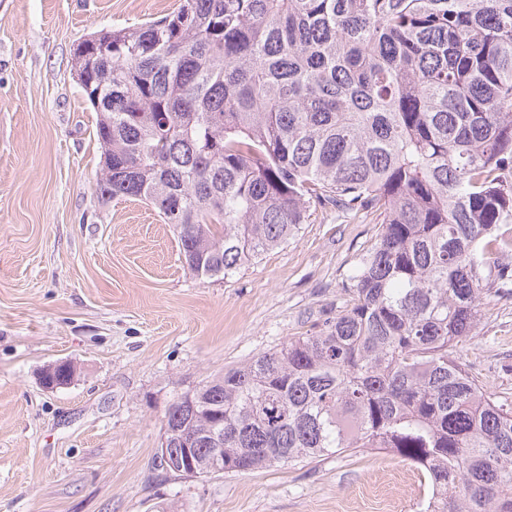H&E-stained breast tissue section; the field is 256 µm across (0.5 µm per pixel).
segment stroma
Listing matches in <instances>:
<instances>
[{
  "label": "stroma",
  "instance_id": "obj_1",
  "mask_svg": "<svg viewBox=\"0 0 512 512\" xmlns=\"http://www.w3.org/2000/svg\"><path fill=\"white\" fill-rule=\"evenodd\" d=\"M179 0H0V512H423L410 462L364 450L192 478L162 468L165 412L344 305L377 227L313 210L234 276L199 278L158 209L101 200L73 48ZM452 352L512 404V295ZM59 361L73 381L50 391Z\"/></svg>",
  "mask_w": 512,
  "mask_h": 512
}]
</instances>
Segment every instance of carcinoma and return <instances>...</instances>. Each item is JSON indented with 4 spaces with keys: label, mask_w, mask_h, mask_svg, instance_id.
<instances>
[{
    "label": "carcinoma",
    "mask_w": 512,
    "mask_h": 512,
    "mask_svg": "<svg viewBox=\"0 0 512 512\" xmlns=\"http://www.w3.org/2000/svg\"><path fill=\"white\" fill-rule=\"evenodd\" d=\"M83 43L98 194L155 205L191 274L313 207L379 225L336 316L176 396L168 429L226 472L386 450L425 512H512V407L449 351L512 294V0H180Z\"/></svg>",
    "instance_id": "1"
}]
</instances>
